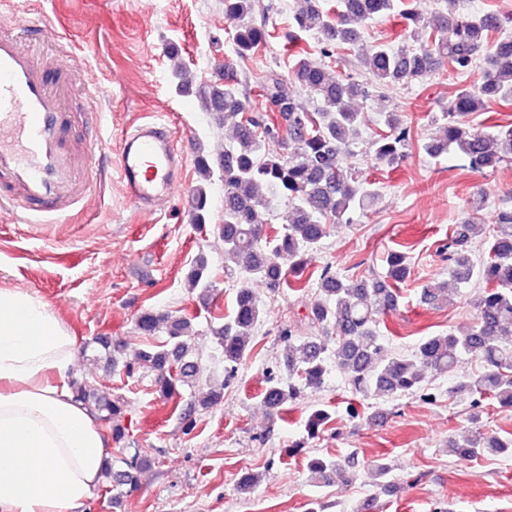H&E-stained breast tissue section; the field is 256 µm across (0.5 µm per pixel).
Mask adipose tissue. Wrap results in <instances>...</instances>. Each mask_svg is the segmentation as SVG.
I'll list each match as a JSON object with an SVG mask.
<instances>
[{
	"label": "adipose tissue",
	"instance_id": "adipose-tissue-1",
	"mask_svg": "<svg viewBox=\"0 0 512 512\" xmlns=\"http://www.w3.org/2000/svg\"><path fill=\"white\" fill-rule=\"evenodd\" d=\"M75 339L48 303L0 288V512H74L110 443L68 382Z\"/></svg>",
	"mask_w": 512,
	"mask_h": 512
}]
</instances>
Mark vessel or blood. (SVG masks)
<instances>
[{"instance_id": "1", "label": "vessel or blood", "mask_w": 512, "mask_h": 512, "mask_svg": "<svg viewBox=\"0 0 512 512\" xmlns=\"http://www.w3.org/2000/svg\"><path fill=\"white\" fill-rule=\"evenodd\" d=\"M89 99L67 55L35 57L0 28V206L18 223L45 224L84 202L89 174L116 166L129 201L141 211L175 190L182 163L172 130L137 124L111 149L99 136L101 115L68 108Z\"/></svg>"}]
</instances>
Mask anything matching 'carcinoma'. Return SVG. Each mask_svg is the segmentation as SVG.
<instances>
[{
  "label": "carcinoma",
  "mask_w": 512,
  "mask_h": 512,
  "mask_svg": "<svg viewBox=\"0 0 512 512\" xmlns=\"http://www.w3.org/2000/svg\"><path fill=\"white\" fill-rule=\"evenodd\" d=\"M409 2L338 0L336 6L329 7L323 0H295L292 19L297 33L288 35V41L313 32L322 41L320 54L327 57L335 50L355 46L363 22L378 17L404 21L399 41L378 42L359 56L372 86L382 91L426 77L439 57L450 59L460 74L483 60L480 82L458 87L448 99L447 110L435 116L443 135L425 143L423 150L437 158L453 147L463 165L474 171L511 162L512 125L479 129L469 124L467 116L484 109L489 100L512 101V38L504 37L493 46L488 43L489 33L512 24V15L459 9L434 23L411 9ZM264 10L261 0H224V18L234 27V58L244 59L268 43L271 32L266 24L254 22V16ZM291 80L315 97L317 106H308L288 79L272 72L260 85L261 98L278 109L280 124L268 113L251 109L232 78L199 88L214 106L217 120L233 122L234 135L225 144L222 158L201 155L197 159L199 181L191 194L194 223L206 221L207 188L218 171L224 182V255L234 264L228 275L259 280L272 292L312 278L318 288L307 318L320 334L301 336L288 344V376L268 382L262 396L264 406L281 413L305 391L319 389L329 360L346 375L353 392L393 398L422 390L425 370L453 374L462 357L468 356L480 361L483 370L458 377L451 392L484 397L503 409H512V209L494 212L492 227L484 237L485 253L478 259L470 244L482 232L478 221L486 202L481 196L474 198L469 217L453 225L445 245L448 279L420 291L421 302L446 304L453 290L474 278L480 280L483 290L473 298L475 322L461 331L427 337L410 356L389 352L377 324L381 315L396 308L400 285L409 278L406 254L388 252L383 276L356 283L345 282L328 267L317 274L308 270L329 225L353 223L354 216L378 197L374 183L344 163L345 152L359 143L365 127L364 113L352 103L370 96L369 86L351 75L328 77L324 65L307 54L297 60ZM381 116L382 128L372 141L374 157L379 165L395 168L407 157L411 128L393 109ZM268 139L282 140L285 152H263ZM269 190L291 206L289 223L274 234L264 229L260 218L269 207ZM283 254L294 258L289 278L278 263ZM188 281L205 291L211 287L204 253H198L191 263ZM261 317L262 308L253 291L237 289L228 320L213 329L230 369L246 355ZM136 327L144 336L166 332L167 344L138 349L133 361L125 362V345L103 336L94 338L93 343L114 368L120 365L128 374L136 365L149 368L154 372L155 391L170 402L179 388L193 386L200 373L191 342V320L150 310L140 314ZM71 389L76 400L109 425L112 443L121 448L120 457L106 469V483L115 489L136 486L138 475L151 465L152 458L140 448H125L128 428L122 397L102 394L79 379L71 381ZM220 399L221 392L216 390L201 394L180 412L182 423L191 428L192 415ZM448 447L465 459L512 456V437L487 435L475 427L449 440ZM309 470L318 483L345 472L340 463L322 457L312 458Z\"/></svg>",
  "instance_id": "carcinoma-1"
}]
</instances>
